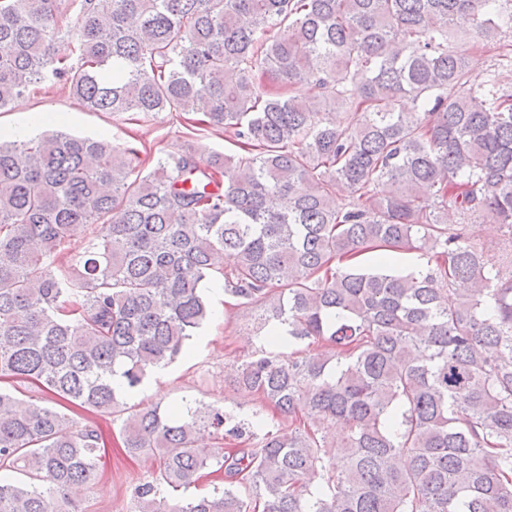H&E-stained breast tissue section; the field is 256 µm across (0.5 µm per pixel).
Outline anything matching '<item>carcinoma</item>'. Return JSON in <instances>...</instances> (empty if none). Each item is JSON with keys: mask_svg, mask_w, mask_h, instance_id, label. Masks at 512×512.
Returning <instances> with one entry per match:
<instances>
[{"mask_svg": "<svg viewBox=\"0 0 512 512\" xmlns=\"http://www.w3.org/2000/svg\"><path fill=\"white\" fill-rule=\"evenodd\" d=\"M505 29L512 0H0V111L61 82L98 112L199 111L238 147L145 173L105 136L0 142V380L158 455L131 512H512V93L450 42ZM469 216L506 230L497 251ZM80 235L72 275L56 259ZM398 250L426 265L357 266ZM215 273L268 346L305 345L242 363L289 426L259 416L227 455L196 439L243 437L221 408L124 402L187 354ZM101 444L0 390V512H83ZM213 465L222 486L169 502ZM0 386L11 390L14 393L15 397L24 402L32 403L39 406H54L57 409L70 414V412H68L66 409H63L58 405H55L53 403L52 396L47 392L41 390L40 388L36 387L35 385H31L28 383L8 382L0 383ZM13 387H15L16 390H14Z\"/></svg>", "mask_w": 512, "mask_h": 512, "instance_id": "carcinoma-1", "label": "carcinoma"}]
</instances>
